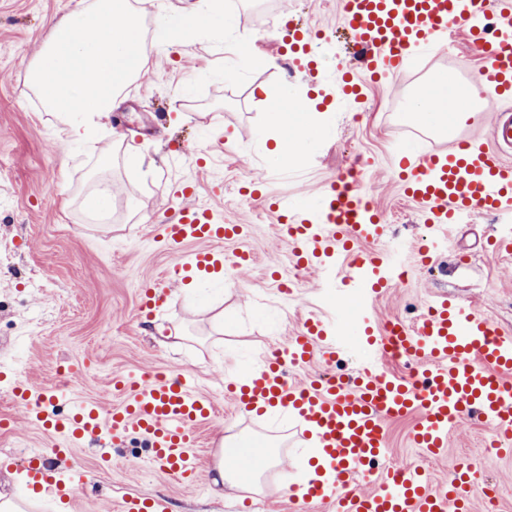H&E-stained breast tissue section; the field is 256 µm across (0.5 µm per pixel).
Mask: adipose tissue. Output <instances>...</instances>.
<instances>
[{"label": "adipose tissue", "mask_w": 512, "mask_h": 512, "mask_svg": "<svg viewBox=\"0 0 512 512\" xmlns=\"http://www.w3.org/2000/svg\"><path fill=\"white\" fill-rule=\"evenodd\" d=\"M199 33L224 34L207 0L170 11L159 10L156 0H80L48 22L41 54L25 70L26 83L57 115L59 135L117 142L112 112L125 86L143 74L160 45ZM458 94L455 80L440 76L408 109L435 127L445 122L440 103Z\"/></svg>", "instance_id": "1"}]
</instances>
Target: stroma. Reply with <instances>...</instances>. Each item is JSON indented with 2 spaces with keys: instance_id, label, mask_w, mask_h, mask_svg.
Instances as JSON below:
<instances>
[{
  "instance_id": "obj_1",
  "label": "stroma",
  "mask_w": 512,
  "mask_h": 512,
  "mask_svg": "<svg viewBox=\"0 0 512 512\" xmlns=\"http://www.w3.org/2000/svg\"><path fill=\"white\" fill-rule=\"evenodd\" d=\"M76 3L0 0V249L8 251L0 260V372L38 382L58 366H76L74 394L107 408L118 401L110 386L115 374L188 373L216 400L218 415L200 429L196 485L153 470L135 442L112 449L108 465L96 449L75 447L66 463L85 481L75 505L65 503L64 488L50 485L31 512H119L128 498L157 503L159 512H297L285 489L301 483L310 448L297 436V418L247 420L216 385L228 371L261 365L307 318L335 323L337 300H350L355 291L338 288L336 271L324 266L300 272L289 295L267 281V268L282 269L289 245L278 213L257 198L241 203V189L266 181L285 201H313L333 179L357 172L359 188L387 224L384 237L360 242L358 250L384 253L402 241H435L429 266L417 268L407 282H393L373 300V326L391 319L414 323L417 308L445 293L512 331V255L498 249L500 237L512 234V214L480 216L433 236L394 180L402 154L444 150L461 139L488 140L500 107L496 99L480 96V114L450 136L420 127L406 110L408 88L420 70L455 73L464 85L485 59L457 37L449 50L367 83L362 100L354 102L339 94L334 81L348 65L340 0H237L236 7L218 8L235 18L231 40L199 34L150 56L112 113L113 127L126 138L106 167L92 145L57 136L58 118L43 109L24 78L48 20ZM290 21L312 30L319 68L308 70L295 58L276 68L240 64L243 52L278 55L280 33ZM228 67L235 71L229 80L221 76ZM314 96L326 120L324 135L299 156L272 157L267 138L302 126L306 115L294 100ZM274 102L281 113L277 124L270 118ZM217 138L224 148L210 153ZM144 152L159 159L147 177L137 163ZM103 187L111 191V221L94 224L83 200ZM187 187L194 203L225 223L247 227L243 236L217 243V250L228 257L246 250L254 260L173 282L168 305L143 313V288L176 260L155 239L154 227L173 220ZM372 355L364 336L351 332L335 361L316 356L295 367L293 378L303 381L329 370L351 378ZM1 419L7 425L0 427V503L20 505L29 493L23 458L50 451L55 441L49 431L28 425L6 396L0 398ZM413 424L410 416L388 422L389 463L423 467L437 485L448 481L455 462L472 460L473 512H484L487 488L500 494L498 512H512V454L482 453L491 430L461 422L449 432L446 448L430 457L412 446ZM258 441L270 445L275 463L259 473L257 485L215 488L212 458L218 447Z\"/></svg>"
}]
</instances>
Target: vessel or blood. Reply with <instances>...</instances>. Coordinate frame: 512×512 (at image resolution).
I'll return each mask as SVG.
<instances>
[{"instance_id":"b4317fda","label":"vessel or blood","mask_w":512,"mask_h":512,"mask_svg":"<svg viewBox=\"0 0 512 512\" xmlns=\"http://www.w3.org/2000/svg\"><path fill=\"white\" fill-rule=\"evenodd\" d=\"M341 26L362 52L371 74L401 71L405 61L428 43L448 42L463 31L470 46L486 58L477 82L495 97L512 99V0H341ZM512 110L497 112L489 143L459 142L457 148L402 156L398 177L430 233H440L461 218L512 212ZM241 225L216 219L206 207L181 202L176 219L155 227L156 238L178 248L171 270L143 291L152 307L163 284L222 269L217 242L240 235ZM296 268L350 253L340 285L379 294L390 281L388 268L369 252L352 254L355 243L382 235L378 210L352 182L324 190L315 209L297 210L286 227ZM375 355L369 369L354 378L322 374L303 383L288 379L289 367L317 351L333 356L344 342L321 321L311 320L286 346L273 349L266 364L248 370L230 399L242 415L284 407L300 418L305 433L316 434L328 462L300 500L327 502L334 512H470L471 470L457 466L450 484L431 489L419 466L375 471L387 446L386 423L411 416L413 441L434 453L445 447L448 431L466 418L497 433H512V333L499 328L470 303L441 294L429 300L415 325L387 322L369 336ZM411 362L399 376L387 366L392 350ZM119 405L101 413L97 404L75 403L65 382L14 380L12 399L25 407L30 423L51 430L61 441L56 461L29 456L28 486L47 481L78 491L81 472L59 466L76 446L112 448L131 437L144 439L150 462L184 485L198 473L200 426L216 416L213 399L200 392L191 375L176 378H116ZM376 489H365L368 481Z\"/></svg>"}]
</instances>
